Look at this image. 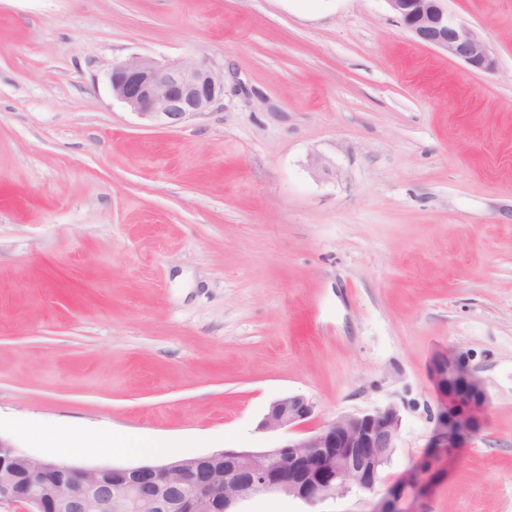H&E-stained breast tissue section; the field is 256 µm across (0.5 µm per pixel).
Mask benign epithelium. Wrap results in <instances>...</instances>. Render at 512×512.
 Listing matches in <instances>:
<instances>
[{
  "mask_svg": "<svg viewBox=\"0 0 512 512\" xmlns=\"http://www.w3.org/2000/svg\"><path fill=\"white\" fill-rule=\"evenodd\" d=\"M412 36L459 59L474 71H492L496 61L472 26L448 11V0H384ZM112 95L141 119L171 127L207 112L224 98V76L204 59L162 64L133 57L112 67ZM309 172L333 174L329 160L313 154ZM439 393L429 448H462L480 438L489 397L470 355L461 350L435 357L431 366ZM315 403L301 394L273 401L258 424L261 431H299L274 448L224 449L249 475H197L199 457L133 467L82 466L33 458L0 438V507L21 512H238L251 492L317 504L353 492L377 493L380 468L398 448L402 418L396 406L365 410L303 429ZM450 456L424 455L388 488L371 512H428L432 476ZM134 474V487L115 476Z\"/></svg>",
  "mask_w": 512,
  "mask_h": 512,
  "instance_id": "benign-epithelium-1",
  "label": "benign epithelium"
}]
</instances>
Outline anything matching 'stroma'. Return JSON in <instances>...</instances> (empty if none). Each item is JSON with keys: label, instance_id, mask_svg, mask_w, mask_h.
Segmentation results:
<instances>
[{"label": "stroma", "instance_id": "obj_1", "mask_svg": "<svg viewBox=\"0 0 512 512\" xmlns=\"http://www.w3.org/2000/svg\"><path fill=\"white\" fill-rule=\"evenodd\" d=\"M448 9L494 71L413 38L384 0H0V437L128 467L148 454L108 434L197 457L278 446L257 425L288 394L319 422L392 404L389 484L434 428L433 357L462 350L486 428L430 512H512V0ZM135 56L207 60L224 98L148 124L109 83ZM314 153L336 178L309 174ZM66 426L93 449L47 447Z\"/></svg>", "mask_w": 512, "mask_h": 512}]
</instances>
